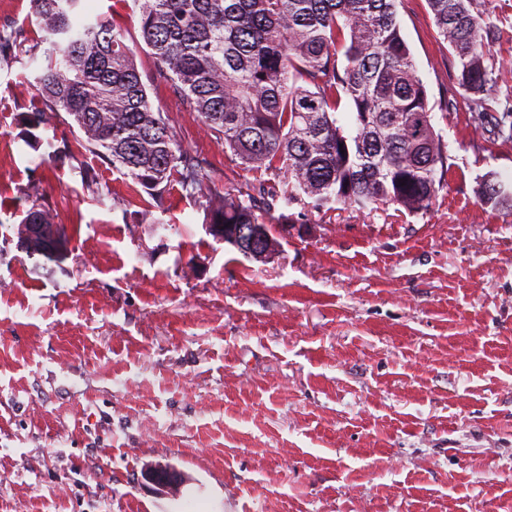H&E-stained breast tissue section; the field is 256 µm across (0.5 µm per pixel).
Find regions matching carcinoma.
Listing matches in <instances>:
<instances>
[{"instance_id":"carcinoma-1","label":"carcinoma","mask_w":512,"mask_h":512,"mask_svg":"<svg viewBox=\"0 0 512 512\" xmlns=\"http://www.w3.org/2000/svg\"><path fill=\"white\" fill-rule=\"evenodd\" d=\"M45 32L33 52L36 105L20 119L35 130L53 120L75 126L80 145L131 179L164 208L173 182L203 200L206 224L272 225L299 205L363 211L396 205L427 211L448 179V150L433 123L426 85L401 34L397 0H134L140 36L170 86L224 153L267 178L224 189L153 106L121 25L99 14L80 20L83 0H31ZM448 45L447 107L495 145L512 143V87L498 86L486 47L502 19L481 0H426ZM22 33L0 34V62ZM29 224H57L36 182L21 189ZM481 201L512 207L493 172Z\"/></svg>"}]
</instances>
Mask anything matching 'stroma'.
Wrapping results in <instances>:
<instances>
[{
  "label": "stroma",
  "mask_w": 512,
  "mask_h": 512,
  "mask_svg": "<svg viewBox=\"0 0 512 512\" xmlns=\"http://www.w3.org/2000/svg\"><path fill=\"white\" fill-rule=\"evenodd\" d=\"M491 44L512 85V0ZM128 32L154 106L226 188L256 182L173 90L133 0H85ZM398 19L447 144L448 185L410 215L293 207L262 263L217 243L198 201L164 209L56 124L20 135L43 36L0 63V512H512V145L444 110L448 47L426 0ZM93 168L98 180L85 184ZM40 187L69 236L62 265L17 246ZM174 463L179 497L142 479ZM477 193L486 205L512 207V190L506 187L493 172L486 173L479 181Z\"/></svg>",
  "instance_id": "35a3bbf8"
}]
</instances>
